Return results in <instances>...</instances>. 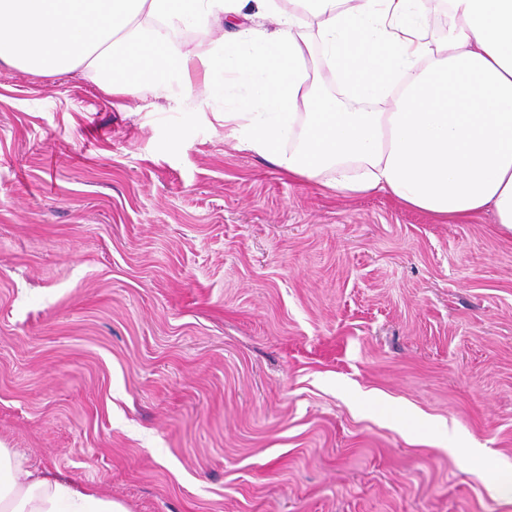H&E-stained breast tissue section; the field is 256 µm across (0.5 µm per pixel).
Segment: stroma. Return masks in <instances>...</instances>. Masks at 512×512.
<instances>
[{"instance_id": "35a3bbf8", "label": "stroma", "mask_w": 512, "mask_h": 512, "mask_svg": "<svg viewBox=\"0 0 512 512\" xmlns=\"http://www.w3.org/2000/svg\"><path fill=\"white\" fill-rule=\"evenodd\" d=\"M213 109L0 68V442L128 512H512V233Z\"/></svg>"}]
</instances>
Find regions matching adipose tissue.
<instances>
[{
  "label": "adipose tissue",
  "instance_id": "1",
  "mask_svg": "<svg viewBox=\"0 0 512 512\" xmlns=\"http://www.w3.org/2000/svg\"><path fill=\"white\" fill-rule=\"evenodd\" d=\"M242 0H0V65L91 78L103 91L171 95L202 74L239 149L339 193L382 191L444 220L492 212L512 232V0H254L276 30L238 25L194 48L183 32ZM317 50L338 91L307 87ZM385 111H378V104ZM0 512H127L0 444ZM444 0H434L432 20L427 29L428 39L438 42L448 35V12Z\"/></svg>",
  "mask_w": 512,
  "mask_h": 512
}]
</instances>
